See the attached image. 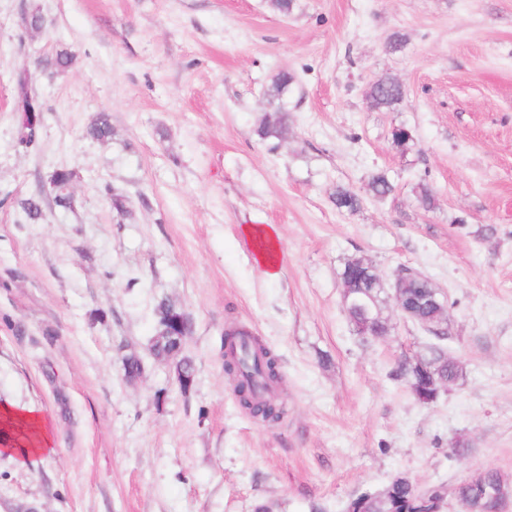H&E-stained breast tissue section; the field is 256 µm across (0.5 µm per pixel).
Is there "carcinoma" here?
Masks as SVG:
<instances>
[{"label":"carcinoma","instance_id":"obj_1","mask_svg":"<svg viewBox=\"0 0 512 512\" xmlns=\"http://www.w3.org/2000/svg\"><path fill=\"white\" fill-rule=\"evenodd\" d=\"M293 82L292 74L280 72L265 91L270 110L255 129L260 140H280L288 131L291 116L287 99ZM26 88V78L17 77L15 112L18 114L19 127L28 132L39 123V113L30 111ZM404 94V88L391 87L378 79L370 87L367 99L373 109L391 110L401 102ZM87 135L95 140L111 137L112 124L108 115H99L88 127ZM394 191L395 186L387 174L377 170L369 175L364 192L339 185L333 200L337 210L355 211L361 206L364 195L383 198ZM19 205L29 220L34 222L41 218L39 197L22 199ZM373 268L374 265L356 259L347 262L342 271L343 276L354 277L353 297L344 303L343 309L356 333L365 337L382 329L384 325L380 316V310L384 307V289L375 283L377 272ZM403 295L405 302L413 308L418 323L432 325L442 315V307L436 304L439 290L430 281L409 282ZM155 317L157 328L153 343L154 356L175 360V382L180 391L186 392L194 385V363L187 357H178L181 348L170 338V333L175 330V323L186 324L187 317L167 297L157 301ZM223 346L224 373L233 381L234 394L241 408L263 422L281 421L286 408L277 393L282 378L278 355L250 329L238 324H231L225 329ZM143 367L140 357L134 354L123 357L122 370L126 379L138 377ZM393 376L405 380L416 399L432 402L436 399L433 390L438 386H453L462 376V368L448 357L442 345L436 343L429 345L425 353L412 363L405 360L399 362L393 370ZM492 489L511 493L512 481L497 470L487 469L474 481L457 484L455 494L463 509L484 512L485 495ZM439 499L440 494L434 489L423 490L408 477L397 475L385 490L379 493L364 492L354 499L348 506V512H433Z\"/></svg>","mask_w":512,"mask_h":512}]
</instances>
